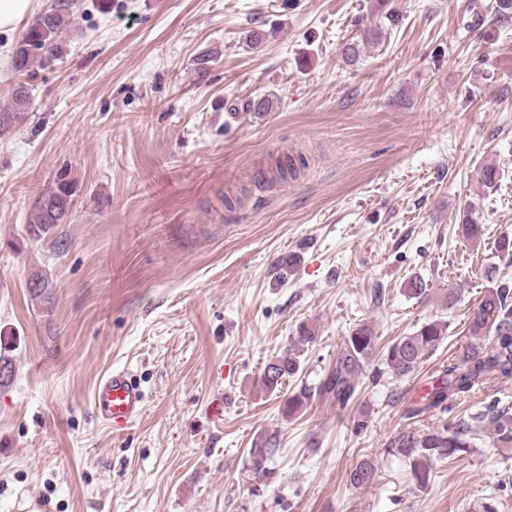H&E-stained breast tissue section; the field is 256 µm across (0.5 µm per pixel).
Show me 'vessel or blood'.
Returning <instances> with one entry per match:
<instances>
[{"label": "vessel or blood", "mask_w": 512, "mask_h": 512, "mask_svg": "<svg viewBox=\"0 0 512 512\" xmlns=\"http://www.w3.org/2000/svg\"><path fill=\"white\" fill-rule=\"evenodd\" d=\"M145 394L130 373L117 369L104 376L93 396L97 415L112 428H124L140 415Z\"/></svg>", "instance_id": "vessel-or-blood-1"}]
</instances>
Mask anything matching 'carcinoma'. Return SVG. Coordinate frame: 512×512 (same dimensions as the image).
<instances>
[{"label":"carcinoma","instance_id":"obj_1","mask_svg":"<svg viewBox=\"0 0 512 512\" xmlns=\"http://www.w3.org/2000/svg\"><path fill=\"white\" fill-rule=\"evenodd\" d=\"M493 14L498 22L509 25L512 21V0H493L488 13H474L467 27L480 30ZM70 4L60 2L51 10L40 14L22 32L15 51L13 68L20 73L35 61L58 56L59 39L71 22ZM30 98L24 84L13 90L11 102L0 108V137L12 132L18 120L28 114ZM78 183L70 172L57 173L54 186L37 201L29 214V232L38 238L49 235L60 224L67 223L70 202L77 193ZM33 299L50 302L52 289L49 282L34 275L29 284ZM448 323L432 320L421 323L411 334L393 340L377 350L378 337L363 325L347 336L336 355V366L326 380L314 386L302 385L284 396L280 405L283 419L290 420L304 414L314 402L332 398L344 405L354 394L363 371V361L380 353L384 368L373 372L372 380L390 373L397 380L411 377L422 363L431 358L447 339ZM316 340L311 328H300L292 345L273 357L264 367L259 384L274 393L288 378L302 371L300 348ZM512 382V286L495 283L484 290L478 306L468 318L466 342L459 347L457 356L442 367L440 374L418 400L419 406L410 414L418 416L435 412L442 416L433 428L409 427L389 440L385 447L391 455H401L408 461L410 476L423 488L428 485L434 465L455 459L473 447L476 440L486 438L492 447L504 454L512 452V402L493 399L461 418H446L453 399L490 383ZM277 435L266 436L249 450V471L258 483L272 476L269 462L278 448ZM376 477L372 463L359 462L349 474L355 487L371 484Z\"/></svg>","mask_w":512,"mask_h":512}]
</instances>
